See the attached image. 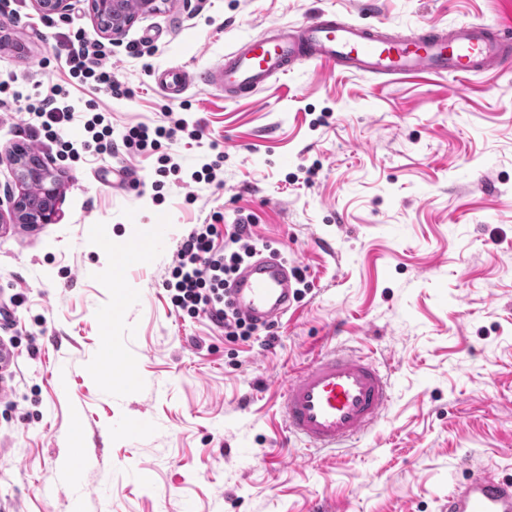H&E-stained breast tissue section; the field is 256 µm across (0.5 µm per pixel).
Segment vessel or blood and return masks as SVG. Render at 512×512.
Returning a JSON list of instances; mask_svg holds the SVG:
<instances>
[{"label":"vessel or blood","instance_id":"vessel-or-blood-1","mask_svg":"<svg viewBox=\"0 0 512 512\" xmlns=\"http://www.w3.org/2000/svg\"><path fill=\"white\" fill-rule=\"evenodd\" d=\"M511 61L512 23L499 26L494 36L488 26L469 22L402 35L321 12L300 26L241 41L213 70L195 74L169 67L155 72L154 82L171 99L196 82L236 98L260 92L271 78L303 62L398 81L444 73L464 80L500 71ZM293 279L280 252H260L231 281L228 296L242 317L266 325L291 309ZM391 400L386 366L373 353L337 345L286 378L280 411L286 432L308 450H350L374 429ZM446 512H512V479L501 477L497 466H477L466 482L449 489Z\"/></svg>","mask_w":512,"mask_h":512}]
</instances>
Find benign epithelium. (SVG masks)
Instances as JSON below:
<instances>
[{"label":"benign epithelium","mask_w":512,"mask_h":512,"mask_svg":"<svg viewBox=\"0 0 512 512\" xmlns=\"http://www.w3.org/2000/svg\"><path fill=\"white\" fill-rule=\"evenodd\" d=\"M42 17H63L72 10V0H33ZM96 30L112 41L139 16L157 10V0H91ZM12 172L18 192L0 198V224H53L58 218L57 202L62 193L58 172L33 146H14L0 153V164Z\"/></svg>","instance_id":"7a95c632"}]
</instances>
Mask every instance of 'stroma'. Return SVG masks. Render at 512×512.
I'll return each mask as SVG.
<instances>
[{"label":"stroma","instance_id":"stroma-1","mask_svg":"<svg viewBox=\"0 0 512 512\" xmlns=\"http://www.w3.org/2000/svg\"><path fill=\"white\" fill-rule=\"evenodd\" d=\"M12 7L1 87L62 89L116 141L168 112L199 136L169 145L181 171L156 191V155L64 158L0 108V152L35 145L65 184L57 223L0 226V341L16 343L0 512H441L477 465L512 478V68L392 82L305 62L235 99L198 83L172 100L153 77L212 68L240 38L323 11L405 32L494 28L504 0H161L104 60L122 99L60 55L69 29L96 35L86 0L51 24L32 0ZM145 41L154 54L131 56ZM217 149L216 179L191 181ZM241 217L308 269L270 346L180 317L164 286L194 225ZM157 222L169 242L127 265L124 246ZM333 342L385 362L394 401L355 449L311 456L286 437L280 391ZM105 354L136 383H100Z\"/></svg>","mask_w":512,"mask_h":512}]
</instances>
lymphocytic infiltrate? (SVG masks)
I'll use <instances>...</instances> for the list:
<instances>
[{
	"instance_id": "f902f5d3",
	"label": "lymphocytic infiltrate",
	"mask_w": 512,
	"mask_h": 512,
	"mask_svg": "<svg viewBox=\"0 0 512 512\" xmlns=\"http://www.w3.org/2000/svg\"><path fill=\"white\" fill-rule=\"evenodd\" d=\"M65 51V63L73 78L92 83L96 89L117 98L127 95V88L113 79L111 71L102 63L106 54L104 45L78 31L73 39L67 41ZM12 98L14 102L23 103L25 111L39 119L42 130L55 142L59 154L71 159L78 158L83 150L109 155L120 146L129 150L152 151L159 155L156 173L164 177L178 172L179 166L170 154L162 152L163 142L196 136L185 120L172 118L164 125L130 127L121 143L116 144L112 141L111 125L105 124L103 115L98 114L84 125L90 134L89 139L77 146L59 132L61 124L73 122L78 114L74 106L59 102L57 91L34 97L16 91ZM214 232V225L198 224L182 238L176 250V264L165 286L178 312L191 317L206 315L223 327L226 339H245L252 336L257 327L237 318L228 309L224 291L229 278L256 251L252 226L241 219L225 225L224 245L220 248L213 243Z\"/></svg>"
}]
</instances>
